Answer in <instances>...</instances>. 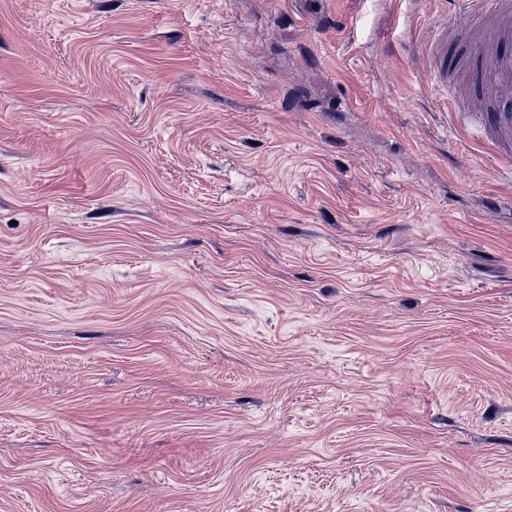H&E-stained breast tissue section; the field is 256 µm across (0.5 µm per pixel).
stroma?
I'll return each instance as SVG.
<instances>
[{
  "instance_id": "stroma-1",
  "label": "stroma",
  "mask_w": 512,
  "mask_h": 512,
  "mask_svg": "<svg viewBox=\"0 0 512 512\" xmlns=\"http://www.w3.org/2000/svg\"><path fill=\"white\" fill-rule=\"evenodd\" d=\"M435 0H0V512H512V167Z\"/></svg>"
}]
</instances>
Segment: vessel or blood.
<instances>
[{
  "label": "vessel or blood",
  "instance_id": "vessel-or-blood-1",
  "mask_svg": "<svg viewBox=\"0 0 512 512\" xmlns=\"http://www.w3.org/2000/svg\"><path fill=\"white\" fill-rule=\"evenodd\" d=\"M468 21L443 15L430 27L422 63L438 83L448 80V44L470 40L473 58L469 80L487 103L469 116L471 127L495 157L512 165V0H480Z\"/></svg>",
  "mask_w": 512,
  "mask_h": 512
}]
</instances>
